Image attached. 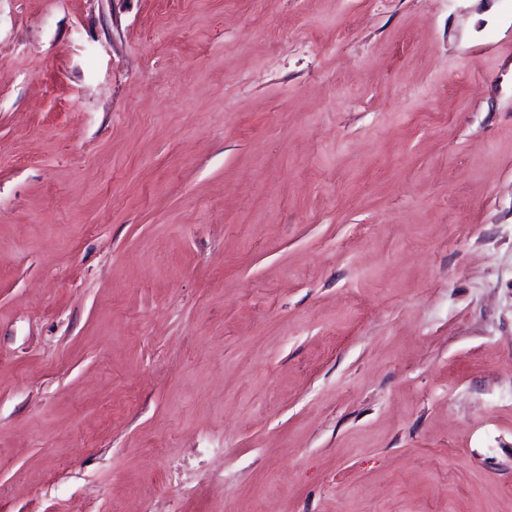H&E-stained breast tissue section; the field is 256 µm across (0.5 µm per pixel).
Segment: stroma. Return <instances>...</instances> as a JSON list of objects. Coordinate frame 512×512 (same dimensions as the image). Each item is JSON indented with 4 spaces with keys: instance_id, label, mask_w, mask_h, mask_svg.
<instances>
[{
    "instance_id": "obj_1",
    "label": "stroma",
    "mask_w": 512,
    "mask_h": 512,
    "mask_svg": "<svg viewBox=\"0 0 512 512\" xmlns=\"http://www.w3.org/2000/svg\"><path fill=\"white\" fill-rule=\"evenodd\" d=\"M0 512H512V0H0Z\"/></svg>"
}]
</instances>
